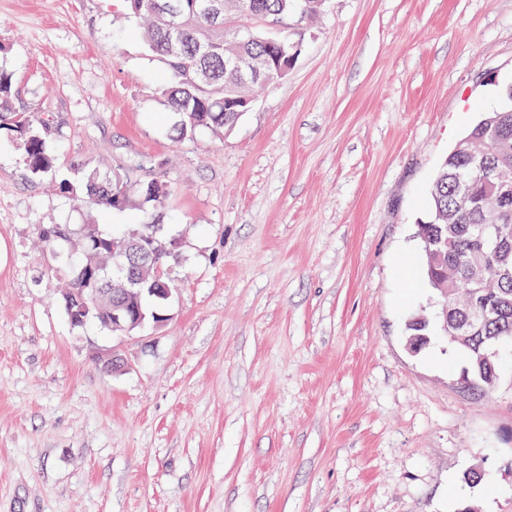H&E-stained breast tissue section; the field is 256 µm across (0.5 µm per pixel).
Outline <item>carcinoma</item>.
<instances>
[{
    "label": "carcinoma",
    "instance_id": "obj_1",
    "mask_svg": "<svg viewBox=\"0 0 512 512\" xmlns=\"http://www.w3.org/2000/svg\"><path fill=\"white\" fill-rule=\"evenodd\" d=\"M128 10L142 17L141 30L148 53L159 63L168 79L160 85L157 97L162 106L179 116L173 125L176 139L191 136L200 127L222 133L233 128L245 112L239 103L224 101V88L232 89L241 101L247 89L273 80L277 74L263 66L268 54V33L259 30L254 39H233L235 23L248 12L271 19H305L321 13L323 0H222L221 16L206 18L194 9L197 0H126ZM180 7L181 31L176 46L168 38L167 4ZM234 52L261 72V78L242 77L224 67V54ZM13 74L0 68V137L6 136L23 150L24 163L33 178L50 176L57 193L82 207L86 204L109 211L123 206L135 192L155 207H164L168 184L165 175L156 173L144 182L127 185L112 181L97 170L73 182L57 174L55 152L48 137L49 123L32 112L12 106ZM508 104L483 114L481 120L442 162L429 191L430 216L418 225L417 237L426 263V287L445 302L454 305L452 316L441 319L448 327L442 335L457 332L468 309L484 314V321L458 340H448L467 360L462 385L469 393L485 395L495 388L501 364L490 347L503 340L512 342V89ZM498 129L496 146L484 154L464 153L468 142L489 137ZM163 224H140L132 239L164 234ZM37 234L55 258L51 271L69 277L65 309L70 325L82 329L96 323L109 330L112 320L109 301L112 289L126 287L117 277L100 275L112 271V250L134 249V265L143 266L149 281L168 288L169 267L181 262L182 254H149L124 238L123 233L104 231L100 225L42 224ZM99 288L103 302L93 305L89 289ZM165 301L144 293L138 306L145 312L165 313ZM416 314L406 325L408 337H428L430 324Z\"/></svg>",
    "mask_w": 512,
    "mask_h": 512
}]
</instances>
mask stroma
Masks as SVG:
<instances>
[{
    "mask_svg": "<svg viewBox=\"0 0 512 512\" xmlns=\"http://www.w3.org/2000/svg\"><path fill=\"white\" fill-rule=\"evenodd\" d=\"M288 34L286 79L176 142L124 0H0L63 168L169 185L76 209L0 140V512H512V355L478 397L445 337L405 343L440 309L429 186L512 88V0H326ZM89 218L181 240L166 323L72 329L36 228Z\"/></svg>",
    "mask_w": 512,
    "mask_h": 512,
    "instance_id": "1",
    "label": "stroma"
}]
</instances>
